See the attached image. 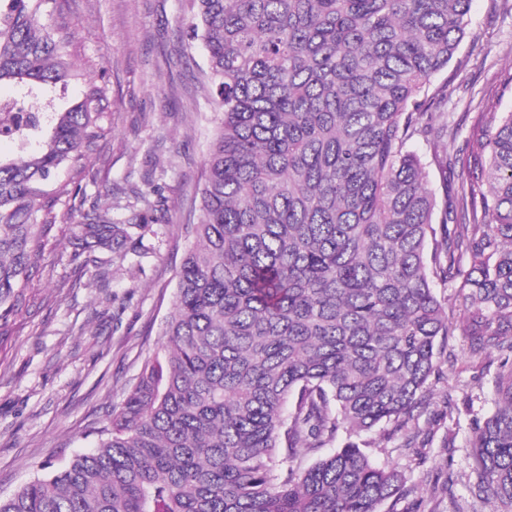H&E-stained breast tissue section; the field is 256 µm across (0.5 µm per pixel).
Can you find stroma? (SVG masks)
Masks as SVG:
<instances>
[{"label": "stroma", "instance_id": "1", "mask_svg": "<svg viewBox=\"0 0 512 512\" xmlns=\"http://www.w3.org/2000/svg\"><path fill=\"white\" fill-rule=\"evenodd\" d=\"M73 41L79 79L107 84L102 135L88 160L64 170L42 256L0 321V497L92 450L113 406L162 343L177 275L199 217L209 143L221 119L205 50L191 40V0H53ZM512 69V9L472 0L448 81V154H461L483 100ZM146 213L126 250L74 258L71 227L91 206ZM439 370L414 411L422 448L370 449L405 472L408 491L383 512H493L472 498L469 439L493 409L494 379L512 352L472 355L459 335L439 345Z\"/></svg>", "mask_w": 512, "mask_h": 512}]
</instances>
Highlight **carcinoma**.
Here are the masks:
<instances>
[{"label":"carcinoma","instance_id":"obj_1","mask_svg":"<svg viewBox=\"0 0 512 512\" xmlns=\"http://www.w3.org/2000/svg\"><path fill=\"white\" fill-rule=\"evenodd\" d=\"M470 0H193L223 118L166 341L99 443L0 512H380L407 477L356 442L403 431L450 330L512 351V72L448 171V83ZM52 0H0V317L41 252L50 186L100 137L106 86L57 105L74 77ZM421 140L431 160L413 149ZM149 223L93 209L76 252L123 248ZM457 281L451 323L435 289ZM470 493L512 512V367L470 439ZM318 455L301 467L306 455Z\"/></svg>","mask_w":512,"mask_h":512}]
</instances>
